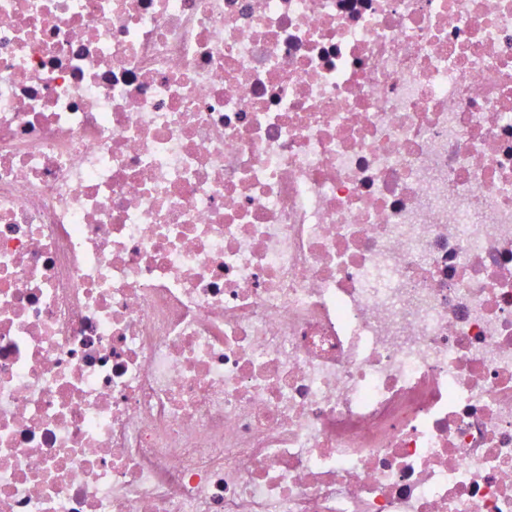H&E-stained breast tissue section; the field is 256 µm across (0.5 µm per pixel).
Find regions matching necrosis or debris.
<instances>
[{
  "label": "necrosis or debris",
  "instance_id": "obj_1",
  "mask_svg": "<svg viewBox=\"0 0 512 512\" xmlns=\"http://www.w3.org/2000/svg\"><path fill=\"white\" fill-rule=\"evenodd\" d=\"M0 512H512V0H0Z\"/></svg>",
  "mask_w": 512,
  "mask_h": 512
}]
</instances>
